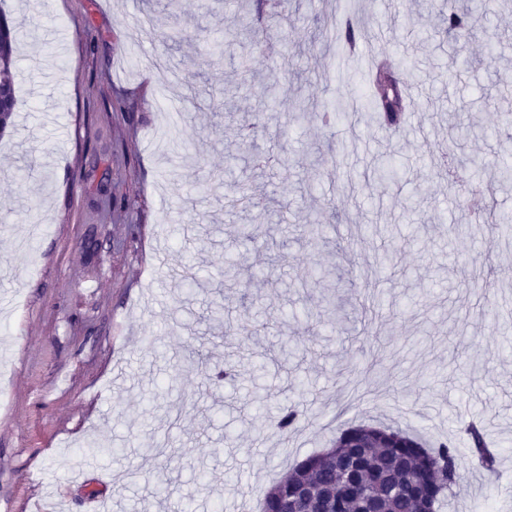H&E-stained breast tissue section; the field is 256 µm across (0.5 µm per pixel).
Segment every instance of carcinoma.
Instances as JSON below:
<instances>
[{"label": "carcinoma", "mask_w": 512, "mask_h": 512, "mask_svg": "<svg viewBox=\"0 0 512 512\" xmlns=\"http://www.w3.org/2000/svg\"><path fill=\"white\" fill-rule=\"evenodd\" d=\"M482 0H443L439 16L448 34L464 36L470 18L479 11ZM18 28L0 13V78L4 91L15 93V69ZM375 103L386 124L400 122L409 108L402 88L384 66L375 74ZM469 135V127L453 125L448 138V154L455 155L460 141ZM485 223L500 237L512 236V213L483 204ZM299 412L282 410L277 427L283 435L291 433ZM466 433L470 441L473 466L493 472L498 454L489 448L482 429L471 425ZM459 455L455 446L442 441L427 448L414 435L393 427L352 426L340 433L334 445L298 461L288 474L268 489L260 501V512H293L291 496L299 489L308 492L304 512H365L373 502L379 512H417L430 505L438 512L440 504L455 495Z\"/></svg>", "instance_id": "1"}]
</instances>
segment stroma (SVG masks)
I'll return each instance as SVG.
<instances>
[{
	"label": "stroma",
	"instance_id": "1",
	"mask_svg": "<svg viewBox=\"0 0 512 512\" xmlns=\"http://www.w3.org/2000/svg\"><path fill=\"white\" fill-rule=\"evenodd\" d=\"M167 2L0 0L23 45L21 106L0 139V512L35 493L57 512L101 496L142 512L161 479L166 512H241L364 423L456 443L444 512H512V315L500 311L512 243L468 201L476 185L512 212V184L497 178L512 54L495 51L512 45V11L484 0L455 42L436 31L439 0H290L293 73L273 117L278 57L257 50L268 32L246 19L258 0ZM349 14L356 55L334 32ZM218 30L231 48L204 53ZM161 57L193 85L165 151L159 100L178 91L160 86ZM379 60L425 102L388 128L373 115ZM300 102L307 119L285 121ZM457 115L473 127L458 154L477 164L451 187L435 157ZM245 121L256 128L243 144ZM387 163L396 179L368 177ZM244 180L250 203L228 202ZM107 194L128 207L105 212ZM315 220L325 230L312 240ZM391 244L393 267L374 274ZM188 260L191 286L172 274ZM228 261L240 267L229 284ZM228 363L235 380L214 384ZM286 404L300 420L284 438ZM470 420L502 451L495 472L471 464L459 433ZM92 440L117 454L94 456Z\"/></svg>",
	"mask_w": 512,
	"mask_h": 512
}]
</instances>
